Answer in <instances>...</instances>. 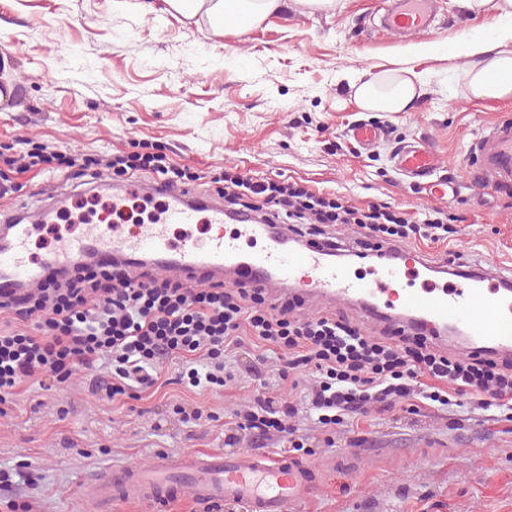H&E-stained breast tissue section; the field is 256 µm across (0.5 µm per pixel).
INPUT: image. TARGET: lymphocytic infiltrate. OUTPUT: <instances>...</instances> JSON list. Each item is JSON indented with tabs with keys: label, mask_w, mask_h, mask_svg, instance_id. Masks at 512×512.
<instances>
[{
	"label": "lymphocytic infiltrate",
	"mask_w": 512,
	"mask_h": 512,
	"mask_svg": "<svg viewBox=\"0 0 512 512\" xmlns=\"http://www.w3.org/2000/svg\"><path fill=\"white\" fill-rule=\"evenodd\" d=\"M7 164L24 173L70 170L72 178L97 183L106 172L124 180L189 188L205 174L167 163L160 153L119 151L111 157L51 146L18 153ZM215 192L229 212L250 211L265 221L288 225L302 237H322L343 249L339 227L360 229L355 243L365 249L439 243L452 232L440 208L423 219L374 204L360 208L345 197L313 190L307 182L247 176L227 169ZM248 357L254 399L234 414V446L241 434L277 436L298 451L303 438L294 423L299 412L316 415L324 428L351 425L371 414L402 410L411 415L430 407L471 403L493 420L512 423V359L472 348L444 352L430 334L412 336L386 327L378 334L341 312L300 315L293 301L268 302L264 293L220 282L187 286L147 270L113 261L78 267L70 278L47 275L42 287L0 298V403L34 382L60 390L81 369L111 361L102 398H138L160 387L164 363L179 367L190 387L218 390L231 374L226 362ZM275 360L281 381L311 374L315 383L304 406L267 396L262 368Z\"/></svg>",
	"instance_id": "f902f5d3"
}]
</instances>
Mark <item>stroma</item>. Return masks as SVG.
I'll use <instances>...</instances> for the list:
<instances>
[{
  "label": "stroma",
  "instance_id": "obj_1",
  "mask_svg": "<svg viewBox=\"0 0 512 512\" xmlns=\"http://www.w3.org/2000/svg\"><path fill=\"white\" fill-rule=\"evenodd\" d=\"M0 0V155L31 146H68L97 154L141 143L170 162L220 172L278 174L370 203L457 217L449 245L419 244L428 259L461 251L512 271V197L483 187L468 159L472 143L512 98L477 99L464 73L469 46L497 37L500 21L443 0L432 36L375 37L366 16L376 0H336L308 8L300 0L261 25L238 32L226 21L215 35L206 17L178 20L161 0ZM425 84L406 112H365L350 83L400 67ZM359 122L386 137L371 150L345 135ZM428 142L437 158L435 188L394 169V147ZM456 195H449V184ZM170 382L140 401L99 400L105 364L78 372L61 391L25 385L0 416V470L27 464L21 485L0 486L31 512H101L85 492L87 476L115 463L150 466L157 455L224 451V423L251 398L236 371L217 392ZM201 406L217 422L183 423L173 404ZM306 450L288 453L277 438L241 441L237 449L291 456L314 469L318 487L286 512H512V433L482 411L456 420L428 409L401 420L368 418L354 429L327 430L300 415Z\"/></svg>",
  "mask_w": 512,
  "mask_h": 512
}]
</instances>
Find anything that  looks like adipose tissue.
Returning a JSON list of instances; mask_svg holds the SVG:
<instances>
[{
	"label": "adipose tissue",
	"mask_w": 512,
	"mask_h": 512,
	"mask_svg": "<svg viewBox=\"0 0 512 512\" xmlns=\"http://www.w3.org/2000/svg\"><path fill=\"white\" fill-rule=\"evenodd\" d=\"M165 12L190 19L207 15L216 34L224 32L225 16L238 18L243 27L252 28L280 11L281 0H163ZM475 60L465 71L470 93L480 99L512 96V51L502 42L482 41L470 48ZM423 77L413 68H403L389 75L358 76L351 86L357 105L366 112H404L415 100Z\"/></svg>",
	"instance_id": "ef3b65f1"
}]
</instances>
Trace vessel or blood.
I'll use <instances>...</instances> for the list:
<instances>
[{
  "label": "vessel or blood",
  "instance_id": "b4317fda",
  "mask_svg": "<svg viewBox=\"0 0 512 512\" xmlns=\"http://www.w3.org/2000/svg\"><path fill=\"white\" fill-rule=\"evenodd\" d=\"M379 36H427L436 28L439 0H382ZM347 134L363 147L376 144L379 127L362 123ZM476 171L489 185L512 186V117L503 116L471 148ZM395 167L415 181H431L437 167L424 141L407 142L394 156ZM165 194L170 200L148 224H127L126 200ZM26 203L14 209L15 223L0 226V295L39 287L47 274L68 276L78 263L122 261L137 267L150 264L159 273L196 283L232 281L272 294L361 306L370 319L415 331L418 324L460 326L467 336L489 341L496 355L512 357V274L489 275L468 263L460 272L464 285L420 287L418 267L425 261L411 248L374 252L370 276L355 277L336 262L334 250L289 233L284 224H259L253 216H236L232 231L222 199H203L179 188L140 181L125 182L106 194L96 220L79 232L63 233L55 249L35 258L30 238L38 227L24 223ZM251 251H244L246 243ZM88 487L102 506L113 498L142 499L163 506L190 493L206 506L228 503L242 512H284L288 503L309 497L315 479L306 467L286 459L257 458L240 453L158 458L151 466L120 465L98 474Z\"/></svg>",
  "mask_w": 512,
  "mask_h": 512
}]
</instances>
